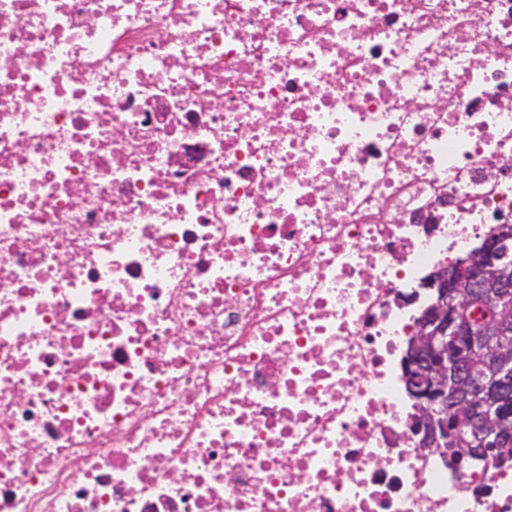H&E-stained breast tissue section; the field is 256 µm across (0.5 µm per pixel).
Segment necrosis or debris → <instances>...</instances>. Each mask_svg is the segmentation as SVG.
Wrapping results in <instances>:
<instances>
[{"instance_id": "4bbe7bcc", "label": "necrosis or debris", "mask_w": 512, "mask_h": 512, "mask_svg": "<svg viewBox=\"0 0 512 512\" xmlns=\"http://www.w3.org/2000/svg\"><path fill=\"white\" fill-rule=\"evenodd\" d=\"M501 217L512 0H0V512H512L399 371Z\"/></svg>"}]
</instances>
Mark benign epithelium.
<instances>
[{"label": "benign epithelium", "mask_w": 512, "mask_h": 512, "mask_svg": "<svg viewBox=\"0 0 512 512\" xmlns=\"http://www.w3.org/2000/svg\"><path fill=\"white\" fill-rule=\"evenodd\" d=\"M421 303L401 360L420 447L454 470L512 457V223L401 295Z\"/></svg>", "instance_id": "1"}]
</instances>
